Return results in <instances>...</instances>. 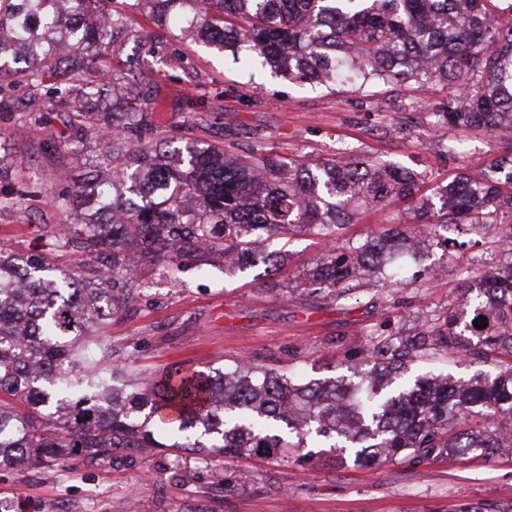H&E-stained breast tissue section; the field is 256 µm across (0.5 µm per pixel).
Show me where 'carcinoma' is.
<instances>
[{
    "label": "carcinoma",
    "mask_w": 512,
    "mask_h": 512,
    "mask_svg": "<svg viewBox=\"0 0 512 512\" xmlns=\"http://www.w3.org/2000/svg\"><path fill=\"white\" fill-rule=\"evenodd\" d=\"M114 0H0V70L17 58L14 85L31 87L61 62L60 49L94 56L127 24ZM156 16L204 44L252 65L256 49L290 82L367 92L414 81L448 95L429 113L443 123L512 138V2L507 0H153ZM64 100L72 129H95L112 149L106 173L75 184L62 199L81 221L52 231L94 263L91 276L0 254V468L66 469L77 458L104 459L114 448H199L211 455L286 458L317 440L337 459L373 467L420 464L449 453L512 452V262L481 272L480 286L430 325L408 335L378 333L363 347L364 372L306 383L247 357L210 372L169 367L145 374L113 362L105 329L134 300L139 268L152 265L181 283L177 259L197 268L224 260V275L261 269L287 256L267 240L283 231L333 242L304 285L338 303L360 286L395 293L404 273L397 256L424 260L418 244L442 248L448 227L467 224L511 253L512 151L479 178L457 174L419 194L415 176L348 148L323 160L289 161L262 148L235 155L188 137L160 150L133 103L137 85L119 88V123L91 107L101 83ZM412 204L417 223L373 232L363 241L343 230L361 211L394 200ZM488 326H474L478 318ZM476 355L495 366L468 379L417 369L431 356Z\"/></svg>",
    "instance_id": "cac0c4a2"
}]
</instances>
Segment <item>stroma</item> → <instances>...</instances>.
Segmentation results:
<instances>
[{
    "label": "stroma",
    "instance_id": "obj_1",
    "mask_svg": "<svg viewBox=\"0 0 512 512\" xmlns=\"http://www.w3.org/2000/svg\"><path fill=\"white\" fill-rule=\"evenodd\" d=\"M127 29L112 45L83 60L86 69L128 73L137 59L141 107L152 115L148 138L161 148L194 137L240 154L263 148L284 158L314 161L351 146L423 177L424 192L464 171L479 175L506 150L482 130L447 124L428 129L427 113L445 97L431 86H385L366 95L301 88L265 65L243 70L216 47L183 38L152 18L149 0H123ZM73 73H46L36 87L0 96V148L23 178L0 175V249L47 252L54 264L82 267L87 256L50 250L47 224H63L61 195L100 165L105 150L95 130L75 156L67 112L54 90L76 89ZM420 110L406 109L408 99ZM40 115L25 127V113ZM289 260L262 280L223 274V263L199 273L188 265L178 287L152 266L142 267L133 302L113 316L107 334L116 363L133 360L151 372L174 363L196 370L227 368L242 355L302 381L342 374L338 358L382 329L387 312L374 291L354 290L336 304L303 290L304 272L323 249L316 236H295ZM464 289L454 267L396 297L402 313L440 311ZM512 507V455L443 456L358 468L332 452L307 461L214 457L168 448H116L110 458L0 470V512H458L461 505Z\"/></svg>",
    "mask_w": 512,
    "mask_h": 512
}]
</instances>
